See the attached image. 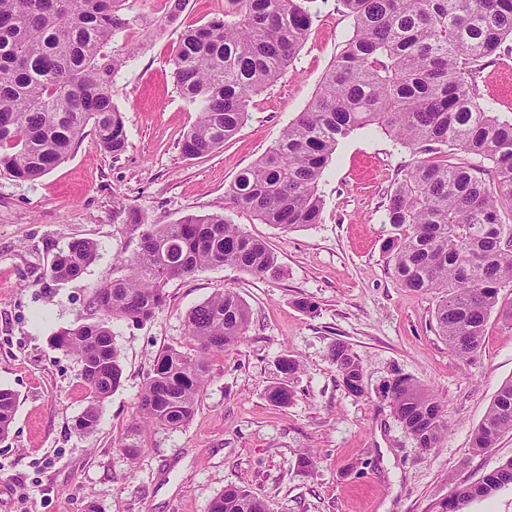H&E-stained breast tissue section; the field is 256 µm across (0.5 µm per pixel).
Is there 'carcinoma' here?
<instances>
[{"label":"carcinoma","instance_id":"obj_1","mask_svg":"<svg viewBox=\"0 0 512 512\" xmlns=\"http://www.w3.org/2000/svg\"><path fill=\"white\" fill-rule=\"evenodd\" d=\"M127 0H0V171L34 181L71 152L91 128L100 146L117 156L127 135L112 102L120 59L101 48L139 20ZM233 11L187 29L171 58L182 98L198 117L183 134L185 156L201 158L224 145L248 116L253 95L291 65L312 27L314 0H231ZM355 23L316 94L280 139L225 190L228 203L263 224L285 231L318 224V183L336 146L356 130L379 128L424 155L397 184L385 223L394 277L414 292L441 295L436 322L464 363L481 351L491 315L512 324V305L499 304L512 286V122L475 100L471 64L512 41V0H342ZM493 164L486 181L479 167L448 149ZM97 247L75 241L49 267L58 281L79 276ZM232 266L263 279L283 269L269 246L222 214H187L174 224H150L128 273L98 289L99 320L64 331L58 344L78 360L89 401L76 430H94L101 405L121 383L118 348L109 320L150 319L165 300L166 283L203 269ZM250 322L248 306L224 289L185 315L197 350L168 347L135 403L134 423L118 447L134 461L141 425L178 429L195 415L209 378V356L238 344ZM344 388L364 394L359 359L342 344L331 350ZM281 378L267 392L277 406L293 397L288 380L297 359H279ZM394 414L423 449L446 430L442 406L414 377L396 372L385 386ZM16 395L0 388V437L8 434ZM512 431V380L495 394L474 430L470 451L496 446ZM512 484V459L482 479L459 487L442 512H462L474 499ZM208 512H270L247 490L228 485Z\"/></svg>","mask_w":512,"mask_h":512}]
</instances>
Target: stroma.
<instances>
[{"instance_id": "stroma-1", "label": "stroma", "mask_w": 512, "mask_h": 512, "mask_svg": "<svg viewBox=\"0 0 512 512\" xmlns=\"http://www.w3.org/2000/svg\"><path fill=\"white\" fill-rule=\"evenodd\" d=\"M142 21L114 37L106 55L123 58L112 100L127 145L105 153L86 132L70 156L34 182L0 175V388L17 402L0 438V512H208L228 485L266 500L271 512H440L453 488L472 484L512 459V432L495 448L470 451L474 429L497 389L512 379V326L490 318L481 355L463 364L439 335L432 292L397 284L385 243L391 191L417 157L381 130L342 140L318 184L320 223L284 231L229 207L225 188L261 157L313 98L353 32L341 0H314L312 32L288 69L252 97L246 124L209 156L190 159L181 138L196 120L181 97L170 59L183 32L228 10V0H186L161 25L174 0H127ZM471 88L478 102L512 119V41L481 59ZM143 221H126L127 209ZM221 214L264 240L284 268L277 281L233 267L168 281L165 302L147 322L114 319L121 386L103 403L93 432L75 424L89 392L74 355L57 336L97 321L96 291L124 275L144 226L184 215ZM97 257L83 273L57 282L53 257L75 240ZM234 291L251 321L241 342L209 360L198 410L184 427L152 428L129 461L118 442L160 351H193L186 312L219 290ZM308 299L316 310L298 309ZM347 344L361 361L365 394L342 385L330 358ZM299 360L293 399L267 397L283 355ZM412 375L443 407L447 433L423 452L398 421L384 392L393 371ZM314 450L306 467L300 458Z\"/></svg>"}]
</instances>
